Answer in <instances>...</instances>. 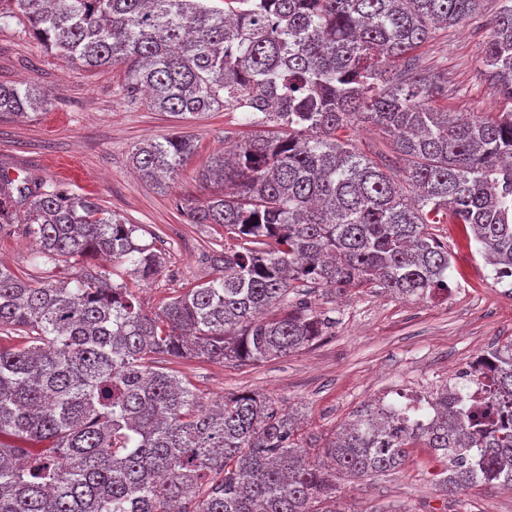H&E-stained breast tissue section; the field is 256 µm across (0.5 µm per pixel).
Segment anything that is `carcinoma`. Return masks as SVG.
<instances>
[{"instance_id":"carcinoma-1","label":"carcinoma","mask_w":512,"mask_h":512,"mask_svg":"<svg viewBox=\"0 0 512 512\" xmlns=\"http://www.w3.org/2000/svg\"><path fill=\"white\" fill-rule=\"evenodd\" d=\"M480 0H8L46 52L75 69L124 66L127 102L178 119L238 114L253 132L210 158L220 186L188 209L218 224L221 274L187 283L154 314L96 271L70 281L0 262V512H338L336 480L400 468L421 444L442 464L445 495L512 488V339L487 355L504 419L488 428L428 397V425L407 405L360 410L327 446L306 452L297 419L260 393L203 407L189 384L147 360L163 355L259 364L309 346L336 320L289 295L306 285L448 291V245L431 224H457L494 268H512V110L459 116L436 106L448 80L420 65L432 30L479 12ZM484 65L512 101V0L492 19ZM41 91L0 82V116L48 106ZM365 120L396 162L360 152ZM175 130L131 160L158 188L195 152ZM53 269L106 256L141 282L162 253L100 204L44 180L0 171V232L14 225Z\"/></svg>"}]
</instances>
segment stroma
<instances>
[{"mask_svg":"<svg viewBox=\"0 0 512 512\" xmlns=\"http://www.w3.org/2000/svg\"><path fill=\"white\" fill-rule=\"evenodd\" d=\"M501 7L502 0H482L476 15L436 31L418 48L423 65L448 76L439 106L461 113L512 109L484 77L488 23ZM0 81L52 97L50 107L30 118H0V165L11 176L31 174L98 201L138 225V243L164 253L163 273L148 283L129 279L124 265L104 264L145 311H157L184 284L218 276L220 254L211 244L223 241V227L188 223L184 209L207 197L199 173L212 154L241 140L232 116L185 120L196 151L160 190L136 177L130 154L144 140L165 137L176 120L143 104L130 107L122 66L72 69L13 25L0 29ZM432 231L452 256L448 292L412 301L372 288L342 298L321 288L304 299L336 324L308 348L256 365L165 356L153 365L190 383L205 405L231 392L267 393L300 413L322 441L368 404L433 392L466 362L512 338V293L495 284L491 267L467 247L457 225L436 224ZM433 467L429 449H411L398 470L340 484L336 506L339 512H512V493L504 490L476 487L444 497L429 477Z\"/></svg>","mask_w":512,"mask_h":512,"instance_id":"1","label":"stroma"}]
</instances>
